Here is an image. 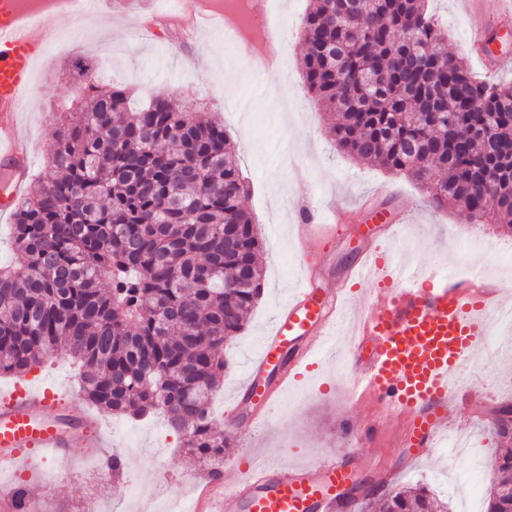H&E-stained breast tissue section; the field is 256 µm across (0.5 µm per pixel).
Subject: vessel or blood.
<instances>
[{"instance_id":"obj_1","label":"vessel or blood","mask_w":512,"mask_h":512,"mask_svg":"<svg viewBox=\"0 0 512 512\" xmlns=\"http://www.w3.org/2000/svg\"><path fill=\"white\" fill-rule=\"evenodd\" d=\"M32 23L17 0H0V186L15 194L31 173L16 115L38 50ZM340 220L336 211L306 209L297 223L302 238L311 241L318 223ZM350 276L374 281L377 288L357 308L349 345L335 344L347 305L344 288L327 293L302 273L260 352L248 362L240 395L225 412L227 423L246 415L254 421L267 417L320 356L336 367L353 402L370 401L367 433L398 418L404 426L401 446L433 448L447 435L448 406L459 398V382L478 378V351L493 327H512V301L450 276L416 275L373 247ZM69 409V402L47 390H19L1 399L0 459L20 464L36 454L55 465L68 461L72 447H102L89 413L63 427L60 415ZM353 472L348 459L289 468L258 464L246 455L209 473L174 512H338L337 491Z\"/></svg>"}]
</instances>
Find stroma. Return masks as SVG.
<instances>
[{
  "mask_svg": "<svg viewBox=\"0 0 512 512\" xmlns=\"http://www.w3.org/2000/svg\"><path fill=\"white\" fill-rule=\"evenodd\" d=\"M310 4L311 0H270L269 12L283 32L281 61L273 72L236 53L220 32L199 29L189 36L180 26H145V17L164 15L163 0H141L131 9L116 4L108 11L65 20L46 17L33 31L44 48L17 114L32 153L33 173L43 168L56 132L53 113L78 99L82 64L96 81L122 85L137 101L168 94L189 111L213 112L236 147L250 183L243 206L262 242L264 281L246 326L224 346V375L212 400L217 416L241 384L245 364L257 354L278 309L291 296L303 270V252L312 251L319 284L329 290L365 245L341 224L322 229L318 240L301 241L294 225L306 206L346 210L356 224L371 223L363 209L368 200L379 208L401 211L406 234L395 243L384 241L383 249L394 250L422 274L444 273L465 281L475 277L480 285L512 294V235L495 224L470 222L456 209L435 207L412 176L359 163L336 148L327 133L326 115L304 91L301 79V19ZM428 6L448 30L447 50L463 57L478 79L512 81V46L498 48L485 62L468 41L471 30L485 24L512 39V26L497 22L502 0H429ZM493 343L500 353L483 357L481 380L499 387L500 398L489 400L470 385L464 401L448 410L449 424L470 440L473 455L483 462V472L472 485L460 481L469 471L468 459L445 448L424 458L407 457L395 444L402 434L399 422L386 424L377 440L359 439L370 410L346 400L342 384L326 366L303 381L302 401L283 399L260 431L241 420L228 436L224 458H238L245 450L264 460L304 466L371 450L382 469L356 470L357 487L425 485L447 501L448 512H463L464 499L472 495L486 504L495 448L492 422L500 409H512V335L494 337ZM18 386L59 392L71 399L76 414L90 408L69 361L59 366L49 359L24 376H0V393ZM99 421L106 447L91 453L74 449L72 469L65 476L48 480L45 465L37 459L23 469L7 463L0 465V489L28 485L35 512H101L108 505L114 512H138L130 499L133 485L154 488L162 500L185 498L211 469L187 453L162 414L138 419L103 415ZM115 453L123 456L124 468L112 481L87 469L88 460Z\"/></svg>",
  "mask_w": 512,
  "mask_h": 512,
  "instance_id": "obj_1",
  "label": "stroma"
}]
</instances>
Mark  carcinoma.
Segmentation results:
<instances>
[{
    "label": "carcinoma",
    "mask_w": 512,
    "mask_h": 512,
    "mask_svg": "<svg viewBox=\"0 0 512 512\" xmlns=\"http://www.w3.org/2000/svg\"><path fill=\"white\" fill-rule=\"evenodd\" d=\"M428 0H315L306 90L357 161L407 173L439 207L512 233V84L442 49ZM62 113L46 172L15 204L16 266H0V374L62 350L105 414L162 411L183 447L224 455L210 398L224 344L262 293L248 181L224 125L159 95L134 106L88 82ZM487 512H512V441L499 440ZM425 486L368 493L361 512H447Z\"/></svg>",
    "instance_id": "cac0c4a2"
}]
</instances>
